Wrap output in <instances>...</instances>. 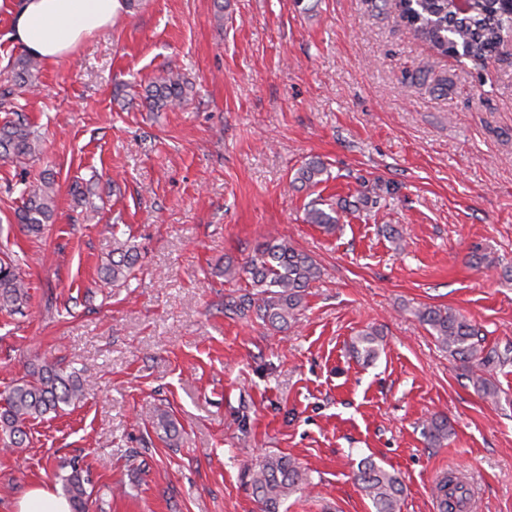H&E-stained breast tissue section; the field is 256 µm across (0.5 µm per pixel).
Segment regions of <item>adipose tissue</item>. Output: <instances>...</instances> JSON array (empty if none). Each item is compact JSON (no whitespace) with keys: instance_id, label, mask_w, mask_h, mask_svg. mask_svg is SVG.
<instances>
[{"instance_id":"ef3b65f1","label":"adipose tissue","mask_w":512,"mask_h":512,"mask_svg":"<svg viewBox=\"0 0 512 512\" xmlns=\"http://www.w3.org/2000/svg\"><path fill=\"white\" fill-rule=\"evenodd\" d=\"M126 8V0H17L11 36L21 49L52 64L86 37L111 29Z\"/></svg>"}]
</instances>
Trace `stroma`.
Listing matches in <instances>:
<instances>
[{
	"instance_id": "35a3bbf8",
	"label": "stroma",
	"mask_w": 512,
	"mask_h": 512,
	"mask_svg": "<svg viewBox=\"0 0 512 512\" xmlns=\"http://www.w3.org/2000/svg\"><path fill=\"white\" fill-rule=\"evenodd\" d=\"M169 69L188 99L148 111ZM37 85L0 108V125L20 114L43 139L38 158L0 159V253L29 286L20 312H0V391L46 361L96 388L0 449V512L59 486L75 457L89 512H260L249 468L272 454L307 475L279 512H375L355 479L366 459L402 479L399 512H439L451 471L473 512H512V361L485 397L481 367L414 314L451 308L512 351V36L460 61L380 0H142L42 64ZM312 159L328 180L295 182ZM45 172L56 215L36 235L14 212ZM316 203L340 231L305 223ZM116 234L139 261L108 288ZM272 236L321 270L285 331L226 307L247 288L225 264ZM365 330L381 343L369 364L351 348ZM163 410L175 436L155 424ZM435 415L452 425L436 447Z\"/></svg>"
}]
</instances>
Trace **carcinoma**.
<instances>
[{"label":"carcinoma","instance_id":"1","mask_svg":"<svg viewBox=\"0 0 512 512\" xmlns=\"http://www.w3.org/2000/svg\"><path fill=\"white\" fill-rule=\"evenodd\" d=\"M384 6L396 13L421 39L441 54H453L464 59L484 61L498 51L504 37L512 34V0H468L466 9L456 0H382ZM40 60L32 55L19 56L13 63V88L0 93V106L10 103L11 97L35 87ZM188 85L180 74L167 71L152 81L145 95L151 111L160 112L180 106L186 98ZM42 154L41 137L23 118L0 126V158L17 161ZM325 167L318 160L302 166L296 179L309 186L322 182ZM55 180L49 176L26 185L23 205L16 214L18 223L32 234H38L46 224L53 223L56 210ZM308 224H316L329 233L339 228L332 213L311 206L305 214ZM112 258L101 269L103 282L119 287L131 277L136 265V250L129 240L112 236ZM250 279L256 293H246L231 301L229 308L236 314L254 316L281 330L298 319L303 309L305 290L318 280L321 271L306 253L296 249L285 238L266 241L242 266L224 265V279ZM28 300L27 283L18 261L0 259V311L19 309ZM419 320L429 326L437 342L463 363L478 362L484 374L476 377L474 385L486 397L496 395L491 380L497 365L509 360L508 353L485 349L477 342V331L470 321L450 308L422 306L416 309ZM353 348L368 359L378 353L376 334L358 336ZM90 382L52 365L34 367L15 380L3 397L0 406V441L9 448H21L27 425L50 412L81 400L90 390ZM430 439L438 443L448 438L451 428L442 416L431 418L426 425ZM65 473L58 475L73 512H89L86 485L88 476L76 460L61 466ZM376 512H397L403 494L400 477L372 461H365L357 475ZM304 472L299 464L286 455L268 456L251 472V487L261 512H278L295 488L303 483ZM444 512L467 505V489L448 477L436 487Z\"/></svg>","mask_w":512,"mask_h":512}]
</instances>
